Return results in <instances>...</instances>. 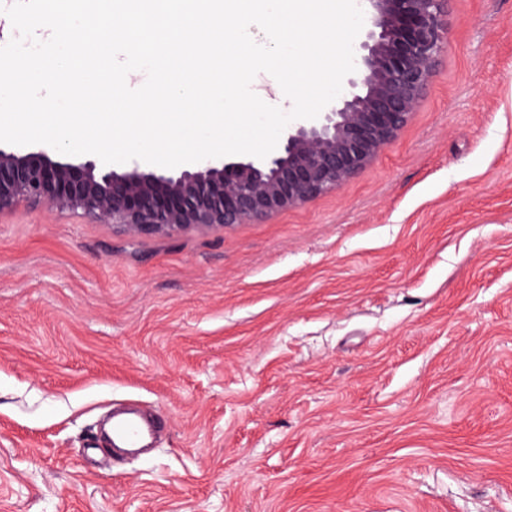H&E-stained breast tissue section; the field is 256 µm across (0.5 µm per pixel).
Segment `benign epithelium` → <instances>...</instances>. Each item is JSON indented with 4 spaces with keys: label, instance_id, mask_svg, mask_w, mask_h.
I'll use <instances>...</instances> for the list:
<instances>
[{
    "label": "benign epithelium",
    "instance_id": "obj_1",
    "mask_svg": "<svg viewBox=\"0 0 512 512\" xmlns=\"http://www.w3.org/2000/svg\"><path fill=\"white\" fill-rule=\"evenodd\" d=\"M450 0H360L365 38L348 94L288 124L264 159L209 158L145 172L61 161L50 146L0 148V217L23 204L80 214L133 236L221 231L341 189L408 125L448 39Z\"/></svg>",
    "mask_w": 512,
    "mask_h": 512
}]
</instances>
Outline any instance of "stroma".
<instances>
[{"instance_id": "obj_1", "label": "stroma", "mask_w": 512, "mask_h": 512, "mask_svg": "<svg viewBox=\"0 0 512 512\" xmlns=\"http://www.w3.org/2000/svg\"><path fill=\"white\" fill-rule=\"evenodd\" d=\"M119 403L148 456L91 450ZM0 512H512V0H452L409 125L301 207L0 219Z\"/></svg>"}]
</instances>
